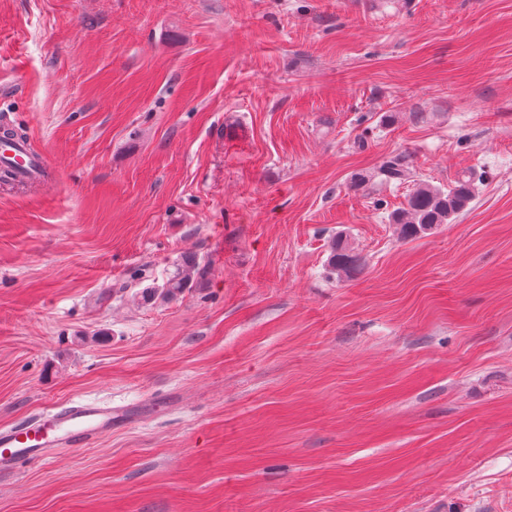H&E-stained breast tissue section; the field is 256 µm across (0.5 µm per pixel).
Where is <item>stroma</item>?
I'll return each mask as SVG.
<instances>
[{
	"label": "stroma",
	"instance_id": "1",
	"mask_svg": "<svg viewBox=\"0 0 512 512\" xmlns=\"http://www.w3.org/2000/svg\"><path fill=\"white\" fill-rule=\"evenodd\" d=\"M4 116L0 428L125 417L0 512H512V0H0ZM51 167L47 154L34 155L21 142L0 140V171L8 170L18 182L38 184L42 173L49 172ZM473 198L471 184L465 179L458 180L446 192L419 185L407 196L404 207L392 215V224L402 239L417 237L450 223L468 208ZM358 257L347 243L338 237L331 245L329 264L338 273H347L355 269ZM206 274L204 268L199 266L195 259H185L176 272L168 278L164 286L153 290V293L143 294V299L148 300L152 296H160L162 299H174L189 286L195 276L203 277Z\"/></svg>",
	"mask_w": 512,
	"mask_h": 512
}]
</instances>
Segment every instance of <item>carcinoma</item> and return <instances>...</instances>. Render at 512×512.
<instances>
[{
  "instance_id": "carcinoma-1",
  "label": "carcinoma",
  "mask_w": 512,
  "mask_h": 512,
  "mask_svg": "<svg viewBox=\"0 0 512 512\" xmlns=\"http://www.w3.org/2000/svg\"><path fill=\"white\" fill-rule=\"evenodd\" d=\"M381 175L387 181L405 182L410 178L408 166L398 159L387 161L381 169ZM474 198L469 181L456 182L453 188L443 191L429 185H420L406 198L404 207L395 212L392 223L401 238H413L431 232L442 224H448L469 206ZM358 257L345 241L338 237L331 245L329 264L338 273H347L355 269ZM206 274L194 259H186L168 278L161 290H153L143 295L150 299L157 295L163 299H173L189 286L192 280Z\"/></svg>"
}]
</instances>
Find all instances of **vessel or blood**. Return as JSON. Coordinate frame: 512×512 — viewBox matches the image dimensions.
<instances>
[{
  "mask_svg": "<svg viewBox=\"0 0 512 512\" xmlns=\"http://www.w3.org/2000/svg\"><path fill=\"white\" fill-rule=\"evenodd\" d=\"M52 163L18 141L0 140V171L25 185L39 182ZM112 429V410L86 402L36 418L21 427L0 430V468L17 470L42 459L50 448H81Z\"/></svg>",
  "mask_w": 512,
  "mask_h": 512,
  "instance_id": "vessel-or-blood-1",
  "label": "vessel or blood"
}]
</instances>
